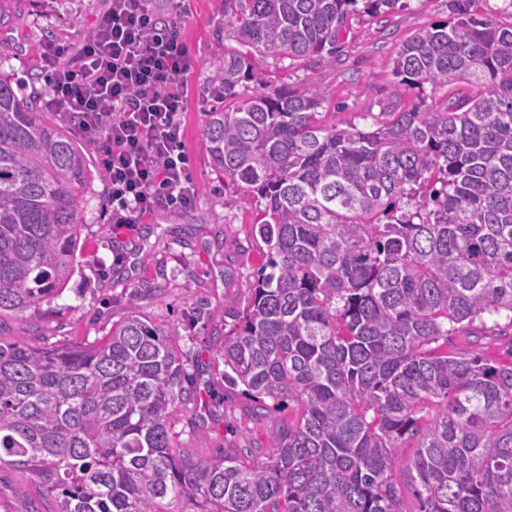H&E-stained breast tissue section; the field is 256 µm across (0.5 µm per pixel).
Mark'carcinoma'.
<instances>
[{
	"mask_svg": "<svg viewBox=\"0 0 512 512\" xmlns=\"http://www.w3.org/2000/svg\"><path fill=\"white\" fill-rule=\"evenodd\" d=\"M399 2L224 0L238 47L213 63L203 138L268 260L215 359L253 417L294 405L274 452H177L170 419L196 396L179 326L133 304L92 344L0 342V465L54 512H405V487L419 512H512V360L448 347L512 328V26L464 13L412 34L391 74L445 95L362 128L256 64L333 65L356 15ZM100 177L1 70L0 321L62 294Z\"/></svg>",
	"mask_w": 512,
	"mask_h": 512,
	"instance_id": "obj_1",
	"label": "carcinoma"
}]
</instances>
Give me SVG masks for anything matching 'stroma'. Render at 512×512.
Wrapping results in <instances>:
<instances>
[{"instance_id": "stroma-1", "label": "stroma", "mask_w": 512, "mask_h": 512, "mask_svg": "<svg viewBox=\"0 0 512 512\" xmlns=\"http://www.w3.org/2000/svg\"><path fill=\"white\" fill-rule=\"evenodd\" d=\"M387 19H353L332 67H306L287 60L259 66L275 80L301 89L319 85L336 104L337 120L362 124L364 117L401 109L418 92L395 80L389 66L399 45L414 32L470 10L508 26L512 0H406ZM108 0H0V63L18 74L42 70L46 40L80 44ZM181 34L196 59L188 76L181 114L185 150L198 185L192 210L158 212L132 228L112 224L106 182L94 185L81 231L82 263L61 297L40 319L14 316L0 323V340L29 347L91 343L125 317L131 298L155 325L178 324L177 344L193 374L205 410L171 419L181 453L196 459L249 448L270 451L271 419L249 413L250 400L224 384V366L214 350L224 333L221 310L242 305L248 278L266 261V247L252 233L254 212L240 203L241 190L218 175L203 139L212 103L210 62L224 35L220 0H192ZM235 282L225 285V271ZM153 295H146V288ZM53 502L26 471L0 466V512H50Z\"/></svg>"}]
</instances>
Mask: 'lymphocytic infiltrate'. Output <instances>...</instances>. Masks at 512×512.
<instances>
[{
    "label": "lymphocytic infiltrate",
    "instance_id": "f902f5d3",
    "mask_svg": "<svg viewBox=\"0 0 512 512\" xmlns=\"http://www.w3.org/2000/svg\"><path fill=\"white\" fill-rule=\"evenodd\" d=\"M169 5L163 16L155 0H109L79 47H42L47 105L98 144L120 228L187 212L197 195L180 122L192 68L179 29L188 0Z\"/></svg>",
    "mask_w": 512,
    "mask_h": 512
}]
</instances>
